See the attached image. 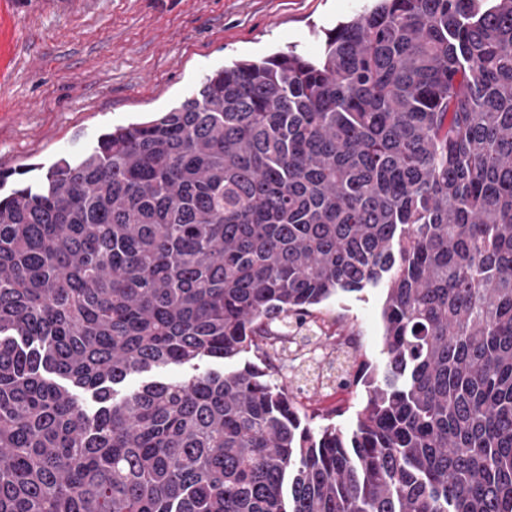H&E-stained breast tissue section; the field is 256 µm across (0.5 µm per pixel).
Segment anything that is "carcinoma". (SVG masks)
<instances>
[{
    "label": "carcinoma",
    "instance_id": "obj_1",
    "mask_svg": "<svg viewBox=\"0 0 512 512\" xmlns=\"http://www.w3.org/2000/svg\"><path fill=\"white\" fill-rule=\"evenodd\" d=\"M8 179L0 512H512V0H375ZM379 285L345 430L274 362ZM384 299L383 288H365L362 292L345 294L317 306L321 312L317 315L331 329L336 328V320H346L360 335L362 353L375 364L383 357L380 312Z\"/></svg>",
    "mask_w": 512,
    "mask_h": 512
}]
</instances>
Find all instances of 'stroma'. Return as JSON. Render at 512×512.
<instances>
[{
	"label": "stroma",
	"instance_id": "1",
	"mask_svg": "<svg viewBox=\"0 0 512 512\" xmlns=\"http://www.w3.org/2000/svg\"><path fill=\"white\" fill-rule=\"evenodd\" d=\"M371 0H11L0 41V172L90 150L106 128L150 118L189 97L208 73L294 49L315 58L325 33ZM385 291L320 305L346 320L370 362L382 358Z\"/></svg>",
	"mask_w": 512,
	"mask_h": 512
}]
</instances>
